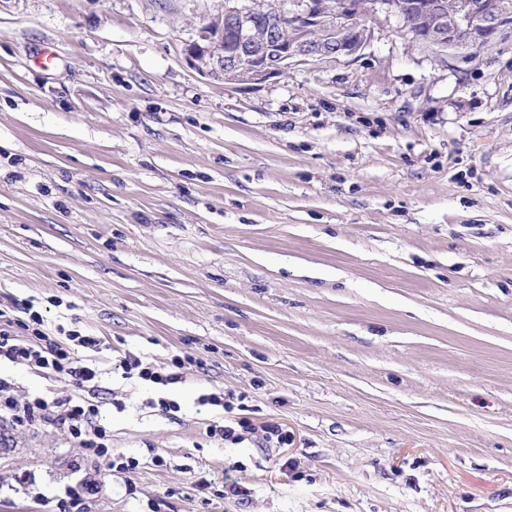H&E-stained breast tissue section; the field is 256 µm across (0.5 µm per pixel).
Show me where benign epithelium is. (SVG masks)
<instances>
[{
    "label": "benign epithelium",
    "instance_id": "obj_1",
    "mask_svg": "<svg viewBox=\"0 0 512 512\" xmlns=\"http://www.w3.org/2000/svg\"><path fill=\"white\" fill-rule=\"evenodd\" d=\"M402 18L418 42L447 50H482L512 27V0H372ZM356 0H224V13L186 49L190 66L205 77L257 86L289 66L358 53L370 38Z\"/></svg>",
    "mask_w": 512,
    "mask_h": 512
}]
</instances>
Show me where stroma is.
<instances>
[{"label": "stroma", "instance_id": "obj_1", "mask_svg": "<svg viewBox=\"0 0 512 512\" xmlns=\"http://www.w3.org/2000/svg\"><path fill=\"white\" fill-rule=\"evenodd\" d=\"M223 9L0 0V308L97 340L110 435L0 421V512H512V29L440 53L380 7L247 87L186 61ZM241 419L287 444L206 435ZM194 358L185 354L183 356H175L169 364L156 365L151 362H143L140 358H125L120 362V366L124 370V374L129 378L136 375L139 379L151 382L156 385L167 386L177 383L183 372L173 371V368L183 370L186 365H193Z\"/></svg>", "mask_w": 512, "mask_h": 512}]
</instances>
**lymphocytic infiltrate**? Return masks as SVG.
Returning a JSON list of instances; mask_svg holds the SVG:
<instances>
[{"label":"lymphocytic infiltrate","mask_w":512,"mask_h":512,"mask_svg":"<svg viewBox=\"0 0 512 512\" xmlns=\"http://www.w3.org/2000/svg\"><path fill=\"white\" fill-rule=\"evenodd\" d=\"M96 339L73 331L62 342L44 327L39 312H29L27 319H14L0 309V359L22 365L49 377L68 379L77 390L61 407L41 397L13 396L12 383L0 379V417L17 424H57L64 427L80 447L92 450L95 456L108 453L107 431L99 421V407L89 399L98 370L81 363L77 348L96 347ZM191 355L173 357L170 363L156 365L134 357L122 360L126 376L166 386L177 383L182 369L193 364Z\"/></svg>","instance_id":"lymphocytic-infiltrate-1"}]
</instances>
